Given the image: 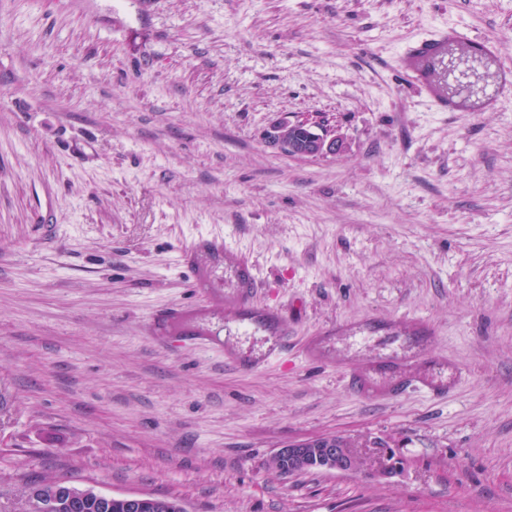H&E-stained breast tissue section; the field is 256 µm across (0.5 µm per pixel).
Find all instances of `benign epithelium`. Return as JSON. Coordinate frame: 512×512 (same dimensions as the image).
Masks as SVG:
<instances>
[{"label":"benign epithelium","instance_id":"7a95c632","mask_svg":"<svg viewBox=\"0 0 512 512\" xmlns=\"http://www.w3.org/2000/svg\"><path fill=\"white\" fill-rule=\"evenodd\" d=\"M265 139L296 157L335 156L349 150V142L336 128L324 121L303 118L274 121L265 131ZM360 461L361 456L354 445L318 438L279 449L271 458V466L279 469L286 464L293 474L315 469L347 473L358 467ZM106 498L107 495L93 489L79 490L58 482L44 483L31 495L28 512H63L82 503H97ZM147 498L144 493L127 494L123 507L127 512H141L147 507Z\"/></svg>","mask_w":512,"mask_h":512}]
</instances>
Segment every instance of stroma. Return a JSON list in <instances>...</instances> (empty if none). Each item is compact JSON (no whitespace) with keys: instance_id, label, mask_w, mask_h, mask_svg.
I'll return each mask as SVG.
<instances>
[{"instance_id":"stroma-1","label":"stroma","mask_w":512,"mask_h":512,"mask_svg":"<svg viewBox=\"0 0 512 512\" xmlns=\"http://www.w3.org/2000/svg\"><path fill=\"white\" fill-rule=\"evenodd\" d=\"M512 0H0V512L59 481L187 512H512V99L435 112L392 69ZM325 116L340 157L270 146ZM223 235L287 354L224 362ZM182 304L184 323L153 321ZM448 394L389 382L406 363ZM340 435L403 466L283 475ZM200 250H208L218 256H224L226 261L230 262L235 270L237 281V295L232 304V312L235 320L241 324H245L254 317H260L275 329L277 343L273 351L264 358L254 361L248 365L243 363L235 356H227L226 362L236 367L245 369L257 368L268 363L273 356L288 346V337L291 335L288 327V319H286L278 309L261 305L255 299L257 288H259V279L257 277L254 266L240 258L237 253L231 249L226 242L219 241L212 236H200L194 244L187 250L182 252L181 260L183 267L189 271L194 280L191 288H202L203 282L197 277L195 268V256Z\"/></svg>"}]
</instances>
